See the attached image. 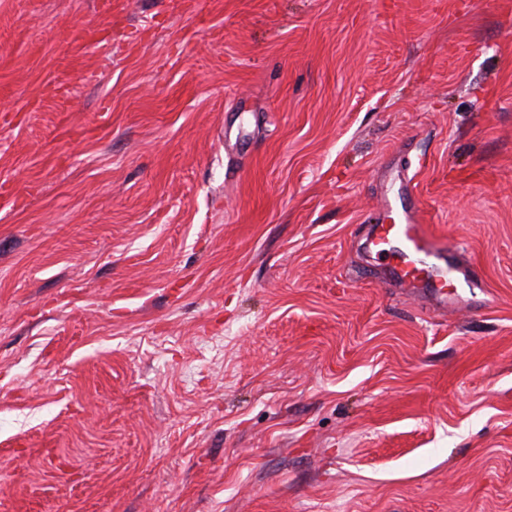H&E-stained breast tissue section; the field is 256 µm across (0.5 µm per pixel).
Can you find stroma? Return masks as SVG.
I'll list each match as a JSON object with an SVG mask.
<instances>
[{"instance_id": "35a3bbf8", "label": "stroma", "mask_w": 512, "mask_h": 512, "mask_svg": "<svg viewBox=\"0 0 512 512\" xmlns=\"http://www.w3.org/2000/svg\"><path fill=\"white\" fill-rule=\"evenodd\" d=\"M177 2L0 0V512H512V0ZM384 208L388 222L370 225L365 247L382 269L387 285L428 293L445 310L456 306V294L447 288L454 279L475 283L472 264L461 262L457 249L448 253L433 249L420 208H405L395 217L389 199Z\"/></svg>"}]
</instances>
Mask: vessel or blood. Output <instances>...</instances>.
I'll list each match as a JSON object with an SVG mask.
<instances>
[{"label": "vessel or blood", "mask_w": 512, "mask_h": 512, "mask_svg": "<svg viewBox=\"0 0 512 512\" xmlns=\"http://www.w3.org/2000/svg\"><path fill=\"white\" fill-rule=\"evenodd\" d=\"M366 249L382 269L389 287L429 294L444 309L456 304L450 290L453 280L477 279L476 271L460 261L457 251L433 249L418 208L404 209L387 222L370 225Z\"/></svg>", "instance_id": "1"}]
</instances>
